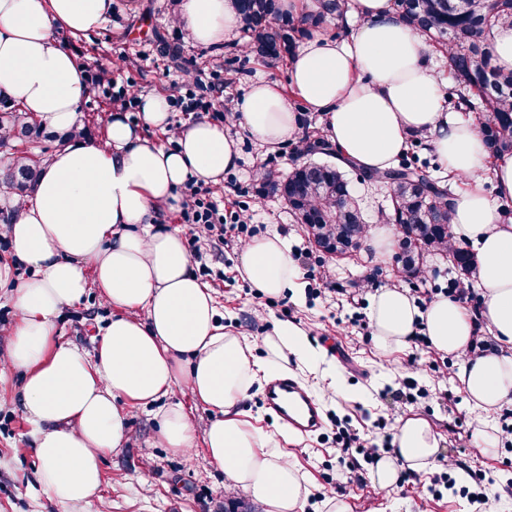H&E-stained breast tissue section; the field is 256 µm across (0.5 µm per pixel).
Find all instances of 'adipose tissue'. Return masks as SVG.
I'll list each match as a JSON object with an SVG mask.
<instances>
[{
	"mask_svg": "<svg viewBox=\"0 0 512 512\" xmlns=\"http://www.w3.org/2000/svg\"><path fill=\"white\" fill-rule=\"evenodd\" d=\"M111 11L112 0H0V95L47 129L80 127L85 74L57 34L98 29ZM347 17L358 22L349 37L312 36L290 58L289 89L254 82L233 110L235 125L265 150H277L301 135L293 105L301 99L320 116L340 162L371 175L396 166L412 137L427 139L463 184L452 224L473 241L484 303L476 314L445 298L421 307L392 287L373 296L368 318L384 353L407 346L425 328L432 348L461 358L457 378L474 408L494 412L512 401V219H504L480 184L490 179L499 198L511 201L512 156L489 159L474 119L448 109L428 45L392 0H350ZM175 23L194 42L219 48L237 38V4L180 0ZM140 110L141 124L116 109L104 139L59 150L43 166L33 196L19 201L16 219L0 228L33 268L14 296L18 317L7 360L28 371L22 406L41 462L38 481L53 500L87 501L102 485L100 459L127 441V405L166 398V447L185 451L202 443L228 487L266 512H302L310 494L306 476L274 435L241 420L239 406L258 373L290 372L295 360L315 369L325 356L286 321L265 339V360L253 361L241 334L218 322L212 291L194 273L181 232L156 225L178 186L223 184L240 154L228 129L205 119L182 125L175 147L166 148L145 135L167 131L166 95L142 96ZM242 260L247 279L270 296L298 278L288 240L277 234L247 242ZM92 289L112 310L92 348L50 344L62 312ZM481 325L498 347L468 357ZM182 388L213 412L204 430L175 402ZM442 440L426 420L401 419L392 454L370 470L372 482L392 488L400 463L425 470Z\"/></svg>",
	"mask_w": 512,
	"mask_h": 512,
	"instance_id": "1",
	"label": "adipose tissue"
}]
</instances>
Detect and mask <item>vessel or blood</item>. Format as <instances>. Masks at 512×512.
<instances>
[{
  "instance_id": "obj_1",
  "label": "vessel or blood",
  "mask_w": 512,
  "mask_h": 512,
  "mask_svg": "<svg viewBox=\"0 0 512 512\" xmlns=\"http://www.w3.org/2000/svg\"><path fill=\"white\" fill-rule=\"evenodd\" d=\"M264 405L270 417L296 436L308 438L323 425L321 407L312 392L292 377H272L265 389Z\"/></svg>"
}]
</instances>
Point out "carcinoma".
<instances>
[{
	"label": "carcinoma",
	"instance_id": "cac0c4a2",
	"mask_svg": "<svg viewBox=\"0 0 512 512\" xmlns=\"http://www.w3.org/2000/svg\"><path fill=\"white\" fill-rule=\"evenodd\" d=\"M245 47L267 63L291 56L298 40L311 29L341 18L348 0H319V8L294 16L278 0H237ZM397 13L433 46L444 50L448 74L460 85L448 95L452 108L465 106L478 115L479 134L490 157L512 155V70L500 68L492 55L495 26L512 23V0H394ZM15 103L0 107V126L10 122L11 137L25 145L26 155L0 169V186L20 193L34 187L42 166L38 153L44 132L35 121H22ZM330 148L324 136L306 133L299 154L315 156ZM390 191L385 223L394 227L402 270L410 279L420 274L424 256L440 252L466 280L476 273L475 254L456 242L450 227L454 193L445 176L434 177L416 161L402 160L376 176ZM271 189L285 200L297 223L307 226L314 242L330 254L360 249L367 231L350 183L335 164L297 167L284 181L264 178L259 192Z\"/></svg>",
	"mask_w": 512,
	"mask_h": 512
}]
</instances>
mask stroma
I'll list each match as a JSON object with an SVG mask.
<instances>
[{"mask_svg":"<svg viewBox=\"0 0 512 512\" xmlns=\"http://www.w3.org/2000/svg\"><path fill=\"white\" fill-rule=\"evenodd\" d=\"M173 9L171 0H113L111 15L97 30L78 37L62 32L58 39L82 62L110 72L116 84L134 83L142 95L168 91L187 71L198 75L200 93L219 82L225 96L236 101L257 79L288 86L287 64L268 67L240 44L219 49L196 44L172 23ZM234 140L241 155L239 165L225 173L223 185L212 187L210 199L224 214L242 211L244 223H227L224 237H210L197 234L194 225L173 210L164 213L161 226L182 232L193 270L212 288L225 330L252 338L254 356H261L260 342L277 322H293L313 348L325 351L335 362L351 389V396L344 398L329 380L296 371V378L314 392L323 410L322 429L307 439L284 432L268 416L264 382L255 383L240 405L244 420L277 434L289 461L307 475L311 495L304 512H325L322 501L328 496L345 501L348 512H470L468 496L482 488L486 477L494 479L499 491L489 498L488 512H512V494L503 491L512 483V435L504 431L512 426V404L492 414L499 428L498 448L493 455L482 454L478 414L466 402L456 377L460 358L412 344L384 355L368 325L370 297L382 288H403L421 306L446 295L455 276L446 260L427 256L425 280L407 281L400 276L396 247L377 259L362 251L348 257L324 253L278 195L258 193L257 165L266 164L274 176L284 178L303 163L293 143L267 153L246 134H237ZM344 173L367 224L381 227L388 205L386 188L357 169L348 167ZM273 233L286 236L299 256V291L267 298L242 274L241 244ZM0 261L12 265L11 280L0 283V325L10 327L17 319L11 298L31 268L15 257L10 241L4 239ZM111 315L97 292H90L81 305L63 311L55 339L90 347ZM8 346V337L0 336V512H265L243 492L225 490L224 473L211 463L203 446L182 454L161 444L166 410L162 402L128 406L127 443L103 456L102 486L94 497L79 505L51 500L36 479L40 462L21 406L25 371L4 364ZM416 357L422 368L414 372L410 363ZM411 415L427 419L442 433L439 463L424 473L420 483L399 481L388 491L370 481L353 483L336 454L340 432L356 430L381 447L386 437L395 434L400 418ZM451 455L465 461L467 480L450 491L442 481L441 460Z\"/></svg>","mask_w":512,"mask_h":512,"instance_id":"obj_1","label":"stroma"}]
</instances>
